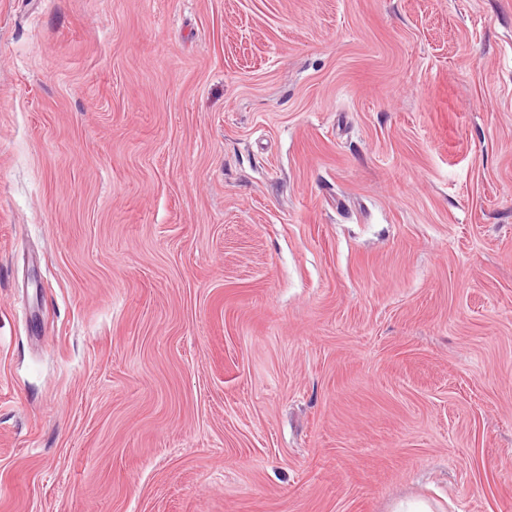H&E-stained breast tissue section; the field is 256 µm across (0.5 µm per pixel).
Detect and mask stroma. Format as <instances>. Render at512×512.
<instances>
[{
	"label": "stroma",
	"instance_id": "stroma-1",
	"mask_svg": "<svg viewBox=\"0 0 512 512\" xmlns=\"http://www.w3.org/2000/svg\"><path fill=\"white\" fill-rule=\"evenodd\" d=\"M512 512V0H0V512Z\"/></svg>",
	"mask_w": 512,
	"mask_h": 512
}]
</instances>
